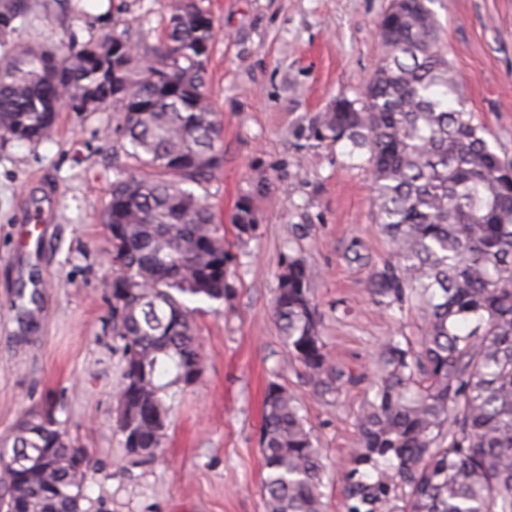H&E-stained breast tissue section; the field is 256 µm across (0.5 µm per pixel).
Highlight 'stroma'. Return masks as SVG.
I'll return each instance as SVG.
<instances>
[{"mask_svg": "<svg viewBox=\"0 0 512 512\" xmlns=\"http://www.w3.org/2000/svg\"><path fill=\"white\" fill-rule=\"evenodd\" d=\"M168 0H30L10 43L67 51L73 40L128 30L152 48ZM389 0H204L216 36L207 91L223 123L224 160L204 195L236 243L235 293L217 314L195 315L205 367L178 396L161 457L128 455L115 429L121 353L112 340L106 288L111 246L103 211L124 161L110 137L117 114L61 110L37 142L0 132V435L43 398L64 404L69 436L97 466L85 512H263L259 432L265 391L279 382L325 465L324 512H344L343 477L357 424L372 396L377 353L388 338L417 342L415 310L374 304L366 282L391 247L364 169L346 143L311 131L336 97L360 96L382 54L378 21ZM439 45L467 110L492 148L512 160V0H431ZM255 236L237 243L231 217L256 184ZM360 252L367 264L353 262ZM319 272L313 298L331 364L356 379L320 396L302 371L285 369L272 316L287 256ZM39 289L36 322L10 301Z\"/></svg>", "mask_w": 512, "mask_h": 512, "instance_id": "1", "label": "stroma"}]
</instances>
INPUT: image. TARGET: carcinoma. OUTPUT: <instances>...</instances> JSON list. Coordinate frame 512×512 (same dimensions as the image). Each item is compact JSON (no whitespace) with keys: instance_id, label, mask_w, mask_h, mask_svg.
Wrapping results in <instances>:
<instances>
[{"instance_id":"carcinoma-1","label":"carcinoma","mask_w":512,"mask_h":512,"mask_svg":"<svg viewBox=\"0 0 512 512\" xmlns=\"http://www.w3.org/2000/svg\"><path fill=\"white\" fill-rule=\"evenodd\" d=\"M202 0H172L151 53L127 31L0 54V131L37 141L57 108L119 112L129 145L101 216L112 254V340L123 368L116 430L143 461L161 452L175 396L204 370L193 314L234 294V258L213 206L194 192L223 161L221 121L206 93L214 20ZM29 0H0V37ZM384 56L365 92L336 98L313 129L348 142L368 171L393 260L371 272L385 310L415 306L420 348L393 338L377 358L375 396L359 418L344 477L345 512H512V162L502 159L458 94L426 0H390ZM238 238L256 231L253 193L238 201ZM224 255V275L212 269ZM312 267L288 257L273 315L285 367L313 388L353 376L329 363L312 299ZM38 290L11 307L33 318ZM44 400L0 436V512H84L94 471ZM259 443L264 512H323L324 465L287 387L268 385Z\"/></svg>"}]
</instances>
